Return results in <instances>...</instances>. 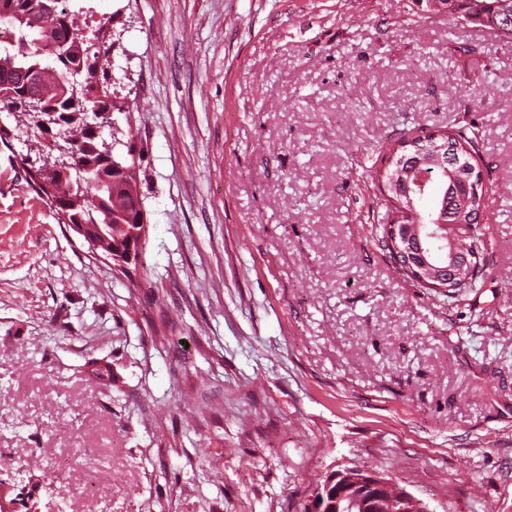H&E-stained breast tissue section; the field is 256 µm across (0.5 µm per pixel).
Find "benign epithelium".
Instances as JSON below:
<instances>
[{
    "label": "benign epithelium",
    "mask_w": 512,
    "mask_h": 512,
    "mask_svg": "<svg viewBox=\"0 0 512 512\" xmlns=\"http://www.w3.org/2000/svg\"><path fill=\"white\" fill-rule=\"evenodd\" d=\"M55 15V7L42 0L36 4L32 12L24 17V22L36 31H43L44 39L37 41L38 46H49L55 50L67 45L77 46L81 43L79 34L69 24L61 25L50 23ZM24 87V99L33 107L56 92L55 85L47 82L41 73L28 74L21 72ZM84 120L88 129L95 135H100L104 128L112 126V114L104 112H86ZM56 149L60 155L56 158L52 154L41 153L34 160L26 155L23 158L28 165V173L34 180L45 187L52 189L54 181L58 178H68L71 175V165L68 157L71 149L58 145ZM422 161L418 158L397 168L399 182L405 189H410L411 177L418 173ZM409 218L400 219L399 222L388 225L386 239L394 256V263L401 273H406L415 282L434 288V281L439 279L445 283L457 282L459 269L478 265L475 256L471 255L469 246L464 241L456 225L448 224L442 220L430 225L428 236L445 242L450 248L449 258L438 266H433L424 258L422 225L410 221ZM62 219L69 224L75 232L87 241L93 251H101L106 257L112 259L113 267L126 271L130 264L138 262L143 239L145 238V211H140L137 224L122 225L125 237L116 243H111L112 227L107 224H72L67 214ZM389 498L391 509L395 512H430L426 505L410 494L406 488L396 481L388 479L381 473L362 468H346L333 471L325 476L324 485L313 490L308 496L302 512H341V503L347 502L350 508H359L361 512H378L381 500Z\"/></svg>",
    "instance_id": "7a95c632"
}]
</instances>
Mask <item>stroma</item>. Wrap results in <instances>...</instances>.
<instances>
[{"mask_svg": "<svg viewBox=\"0 0 512 512\" xmlns=\"http://www.w3.org/2000/svg\"><path fill=\"white\" fill-rule=\"evenodd\" d=\"M91 6L147 231L129 273L92 254L0 112V512H301L344 467L512 512V43L425 0ZM470 125L485 250L447 298L378 242L374 174Z\"/></svg>", "mask_w": 512, "mask_h": 512, "instance_id": "obj_1", "label": "stroma"}]
</instances>
